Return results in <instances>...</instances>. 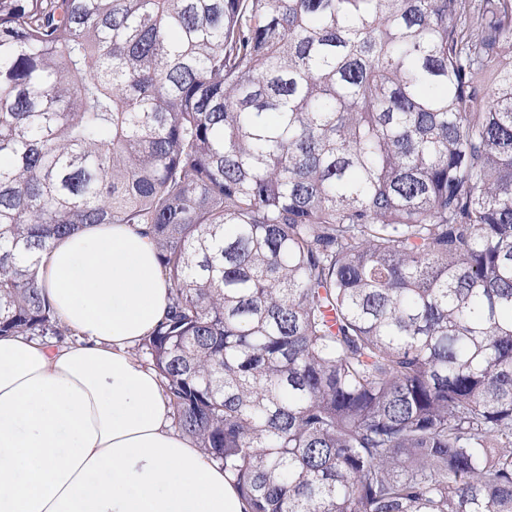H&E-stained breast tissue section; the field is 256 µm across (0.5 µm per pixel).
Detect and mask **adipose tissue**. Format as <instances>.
Here are the masks:
<instances>
[{"mask_svg":"<svg viewBox=\"0 0 512 512\" xmlns=\"http://www.w3.org/2000/svg\"><path fill=\"white\" fill-rule=\"evenodd\" d=\"M38 277L75 339L0 336V512H244L134 353L169 304L154 242L95 225L57 242Z\"/></svg>","mask_w":512,"mask_h":512,"instance_id":"ef3b65f1","label":"adipose tissue"}]
</instances>
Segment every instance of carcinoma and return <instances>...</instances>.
<instances>
[{"mask_svg":"<svg viewBox=\"0 0 512 512\" xmlns=\"http://www.w3.org/2000/svg\"><path fill=\"white\" fill-rule=\"evenodd\" d=\"M95 224L246 512H512V0H0V336Z\"/></svg>","mask_w":512,"mask_h":512,"instance_id":"carcinoma-1","label":"carcinoma"}]
</instances>
